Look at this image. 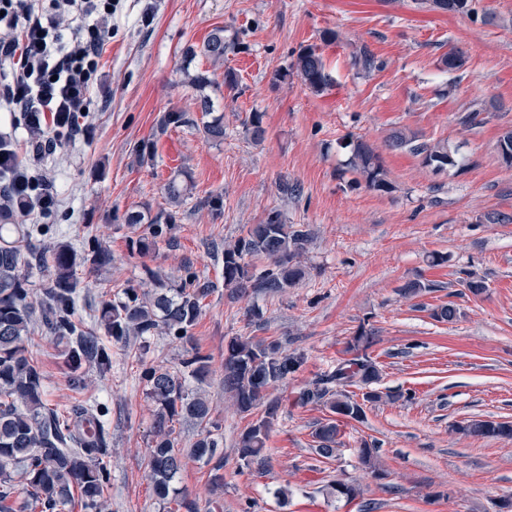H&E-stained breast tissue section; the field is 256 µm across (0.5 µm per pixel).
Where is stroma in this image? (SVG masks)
<instances>
[{
    "label": "stroma",
    "mask_w": 512,
    "mask_h": 512,
    "mask_svg": "<svg viewBox=\"0 0 512 512\" xmlns=\"http://www.w3.org/2000/svg\"><path fill=\"white\" fill-rule=\"evenodd\" d=\"M496 25L415 8L413 0H122L112 18V38L85 119L87 135L68 139L37 163L57 190L46 216L59 232L41 245L64 241L80 248L86 233L98 236L112 263L87 272L78 315L92 322L102 301L128 286L151 289L144 271L179 279L193 265L216 290L203 302L192 329L194 344L211 358L202 388L221 425L224 485L213 488L210 464L185 459L177 485L189 498L217 499L220 512H495L512 497V439H482L455 432L474 419L512 421V224L487 222L512 213V168L495 145L512 127V0H476ZM240 45L223 62L199 55L185 62L188 45L202 46L216 27ZM339 39L324 44L323 31ZM319 46L334 85L322 95L298 79L275 82L300 47ZM368 46L382 67L365 75L352 59ZM462 50L466 64L456 89L440 58ZM233 69L237 88L224 84ZM212 83L198 92L191 75ZM208 95L223 116V141L205 142L193 127L158 133L166 112L197 115ZM477 105L486 122L468 130L459 112ZM263 115L266 135L247 132L252 113ZM407 127L424 139L448 143L458 167L435 173L419 158L393 151L392 130ZM361 139L380 154L395 186L380 193L349 189L350 156L344 143ZM155 144V158L138 163L134 149ZM190 177V197L171 208L163 186L177 169ZM146 219L175 212L176 221L156 253L135 248L141 229L126 212ZM309 225L313 240L303 258L310 274L299 285L271 295L231 296L224 287L226 242L246 234L268 213ZM485 281L476 296L463 280ZM418 279L429 289L411 298L400 287ZM453 304L450 322L435 308ZM259 307L262 321L248 310ZM361 329L375 342L369 353L382 367L386 400L367 406L366 418L345 426L336 457L313 450L312 433L330 419L328 408L293 405L290 390H274L282 407L273 426L264 473L243 466L236 443L263 408L237 412L224 391V347L236 336L279 340L303 354L294 386L333 369L345 343ZM30 350L44 374L47 398L69 405L74 394L54 342L35 328ZM185 351L164 333L151 339L147 359L135 346L112 347V373L90 376L84 398L107 404L112 430V483L108 512H163L146 477L153 405L145 395L144 363L178 369ZM414 399H406V392ZM378 450L385 480L371 478L361 444ZM347 479L359 484L358 501L329 498L322 489Z\"/></svg>",
    "instance_id": "stroma-1"
}]
</instances>
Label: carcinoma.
<instances>
[{"label": "carcinoma", "mask_w": 512, "mask_h": 512, "mask_svg": "<svg viewBox=\"0 0 512 512\" xmlns=\"http://www.w3.org/2000/svg\"><path fill=\"white\" fill-rule=\"evenodd\" d=\"M416 7L471 17L476 14L474 0H414ZM235 49L234 41L224 39V29L216 28L197 51L189 47L186 54L201 53L211 61H224V54ZM353 64L369 74L381 63L367 47L353 52ZM296 75L311 92L322 95L333 87L322 54L313 45L299 49L287 68L277 74L283 81ZM190 83L201 91V118L186 112H165L158 129L169 126H193L207 142H221L226 132L224 117L211 116L210 98L203 94L210 78L198 73ZM393 150L407 151L421 158L422 165L443 171L457 165L448 145L419 139L416 132L400 127L387 138ZM350 147L349 167L357 174L350 187L361 185L380 193H389L393 184L388 178L380 155L368 143L356 139ZM503 164L512 168V128L504 130L496 142ZM20 160L10 141L0 138V168L15 169ZM169 204L179 207L186 200L188 185L179 176L164 185ZM32 192L5 195L0 198V512H66L78 503L81 512H106L105 491L111 482L112 434L108 407L97 400L77 399L61 410L49 403L43 374L29 352V336L39 322L56 343L65 374L72 391L83 393L89 373L104 378L112 372V343H124L131 336L140 339L139 356L150 351V339L159 330L172 340L187 346L181 369L170 370L151 364L141 379L147 398L155 410L150 430L147 467L153 495L165 512H200L196 501L175 486L182 467V453L176 448L175 424L192 420L199 434L190 454L206 462H215L213 480L224 483V450L220 448L219 424L213 419L212 406L200 389H191L188 380L202 384L212 372L211 357L192 345L191 330L202 313V300L215 292V285L201 279L192 268L184 269L177 282L165 281L146 269L154 283L152 291L130 286L115 301L102 302L93 326L77 316L80 282L76 271L112 263V254L98 240L82 243V252L67 243H56L42 251H22L23 243L44 230L42 224L13 223L14 214L26 205ZM167 223L150 222L146 232L136 241L139 252L148 254L164 239L175 216L168 213ZM311 232L301 224H286L281 214L270 212L260 224H254L246 235L224 245V288L231 293L247 290L275 294L298 285L309 276L303 263ZM263 258L267 265L258 270L253 260ZM35 261L48 272L45 287L34 291L29 287L23 267ZM374 336L364 329L347 342L340 360L327 374L294 391L299 406L323 405L345 421L360 422L366 404L384 398L396 399L399 393H383L377 385L382 377L378 363L368 350ZM304 363V357L282 349L276 340H253L234 337L224 351V391L242 414L265 407V415L251 423L240 435L237 453L243 465L264 470V456L281 401L268 399V391L288 386ZM357 387L362 397L350 391ZM457 432L480 438H512V422L491 419L471 420L453 426ZM340 424L330 420L314 432L316 453L326 459L336 456L340 442ZM378 449L368 445L360 449V458L368 466L371 477L384 478L376 467ZM330 494L352 501L360 496L353 482L338 480L329 485Z\"/></svg>", "instance_id": "obj_1"}]
</instances>
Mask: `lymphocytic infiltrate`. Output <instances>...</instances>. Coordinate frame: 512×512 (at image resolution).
<instances>
[{
  "mask_svg": "<svg viewBox=\"0 0 512 512\" xmlns=\"http://www.w3.org/2000/svg\"><path fill=\"white\" fill-rule=\"evenodd\" d=\"M120 0H0V110L41 124L44 141L34 158L53 152L58 128L83 134V109L97 83L99 58L112 36Z\"/></svg>",
  "mask_w": 512,
  "mask_h": 512,
  "instance_id": "1",
  "label": "lymphocytic infiltrate"
}]
</instances>
